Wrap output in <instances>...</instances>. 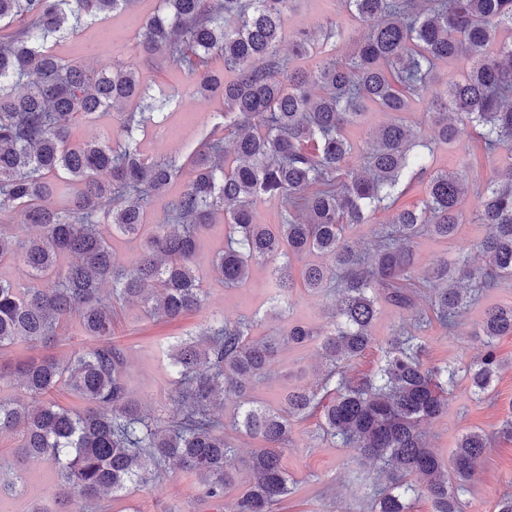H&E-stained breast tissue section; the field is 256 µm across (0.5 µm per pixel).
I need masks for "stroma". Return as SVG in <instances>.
Returning a JSON list of instances; mask_svg holds the SVG:
<instances>
[{"label": "stroma", "instance_id": "35a3bbf8", "mask_svg": "<svg viewBox=\"0 0 512 512\" xmlns=\"http://www.w3.org/2000/svg\"><path fill=\"white\" fill-rule=\"evenodd\" d=\"M160 8V0H137L132 10L100 16L89 21L77 34L59 38L53 49L66 60L96 69L109 66L117 59L153 88L169 93L183 89L188 83L185 74L159 61L147 62L135 48L136 34L148 17ZM331 15L337 22L352 26L356 37L364 36L365 27L353 24L344 10L336 8L333 0H299L285 21V31L291 34L320 24ZM223 119L222 101L201 103L182 98L169 119L167 133H159L152 127L146 130L143 137L146 151L158 159L174 157L181 163H188L201 142L209 136L213 125ZM412 119L421 124V140L432 153L436 167L456 169L460 153L466 152L481 159L479 166L469 170V178L484 181L493 177L498 163L483 158L477 138L463 142L461 152L456 153L433 140L423 112H413ZM481 209L480 196L468 193L464 202L468 222L461 225L456 238L446 241L422 236L415 240L416 276L425 275L428 269L463 251L470 257H477V248L487 232L486 225L476 221ZM223 246L224 224L219 221L199 241L196 270L208 292L211 311L224 314L229 320L257 317L255 333L259 336L275 332L282 322L271 316L269 266L253 265L246 282L235 288L224 287L215 279L209 265L211 257ZM333 300V295L323 292L294 289L288 317L293 321L322 325L324 311ZM508 304H512V283L502 281L476 294L455 334H446L439 324H431L423 333L427 347L425 364L448 362L464 366L480 356L485 339L478 336L477 329L485 309ZM413 313L380 303L373 328L378 345L352 365V373L374 369L381 356L380 346L387 340L392 327L411 321ZM203 321V316L189 315L173 322H156L146 317L138 303L117 305L112 339L129 352L128 388L147 412L159 410L171 395L173 386L168 373V354L172 345L197 332ZM496 351L502 368L494 377L490 391L475 397L469 380L461 379L448 399L447 411L424 426L431 448L444 458L449 457L457 438L466 432L481 431L489 437L470 491L462 498L464 512H496L498 501L512 494V438L499 432L505 413L512 407V335L499 337ZM316 362V351L311 347L283 352L270 377L255 386L254 397L272 405L287 383L316 387L320 379L315 371ZM318 424L319 418L314 415L294 427L292 443L284 456L294 492L288 501L276 505L275 512H366L369 493L377 483L375 469L355 458L352 450L316 438ZM15 445L14 436H0V469L23 474L25 483L11 493L0 490V512H31L39 505L50 507L52 512H65L66 504L57 494L53 466L22 460L13 452ZM105 506L107 512H168L172 506L177 507L178 512H224L222 506L200 498L193 479L173 464L161 471L150 486H130L121 496L106 500Z\"/></svg>", "mask_w": 512, "mask_h": 512}]
</instances>
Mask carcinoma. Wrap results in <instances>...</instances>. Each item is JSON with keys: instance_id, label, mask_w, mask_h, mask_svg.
<instances>
[{"instance_id": "1", "label": "carcinoma", "mask_w": 512, "mask_h": 512, "mask_svg": "<svg viewBox=\"0 0 512 512\" xmlns=\"http://www.w3.org/2000/svg\"><path fill=\"white\" fill-rule=\"evenodd\" d=\"M135 2L0 0V30L19 23L0 33V265L18 263L30 280L20 288L0 277V348L20 340L48 349L73 318L96 339L65 358L0 361V382H17L30 398L0 399V435L18 432L17 456L53 465L58 495L70 502L145 486L169 462L193 477L202 498L221 502L238 463L217 410L233 394L241 411L232 429L265 446L246 462L250 483L225 512H273L292 493L283 457L293 423L314 412L322 436L386 475L370 512H410L414 496L426 497L430 512H463L461 494L488 438L467 432L444 460L421 425L448 409L460 372L477 395L489 390L501 366L494 341L512 334V305L484 311L486 350L463 368L424 366L422 332L434 320L454 334L468 293L512 281V0H341L366 26L364 39L330 20L293 34L286 55L284 21L296 0H162L163 12L138 33L137 50L186 73L189 96L224 101L222 133L207 139L187 172L142 148L139 133L165 105L150 85L118 61L85 69L47 46ZM462 57V77L429 94L437 64ZM214 59L221 67L210 65ZM416 105L434 138L453 146L470 129L502 165L479 192L485 264L461 254L422 280L413 274L414 239L458 234L469 180L414 152L419 132L408 114ZM369 107L391 118L362 151L349 133ZM107 112L119 115L115 137L70 140L74 126ZM180 179L178 196L158 205ZM67 184L80 189L67 197ZM416 184L424 185L418 203L396 207ZM259 200L280 204V223H254ZM156 208L155 222L146 223ZM389 209V223L366 250L356 249L347 231ZM219 212L224 249L210 264L225 287L246 281L251 264L274 261L276 308L284 314L293 264L315 253L322 262L302 267L303 287L338 298L323 325L290 322L268 336H254L253 318L211 315L172 347L174 392L152 416L128 389L125 351L112 345L115 305L135 301L149 317L168 320L205 310L198 242ZM12 220L28 239L18 238ZM103 224L137 241L136 255L117 259ZM425 292L430 314L391 329L375 370L350 374L375 342L379 301L413 310ZM309 346L320 360V387L290 383L276 406L252 398L283 350ZM61 384L89 407L60 406L51 394Z\"/></svg>"}]
</instances>
